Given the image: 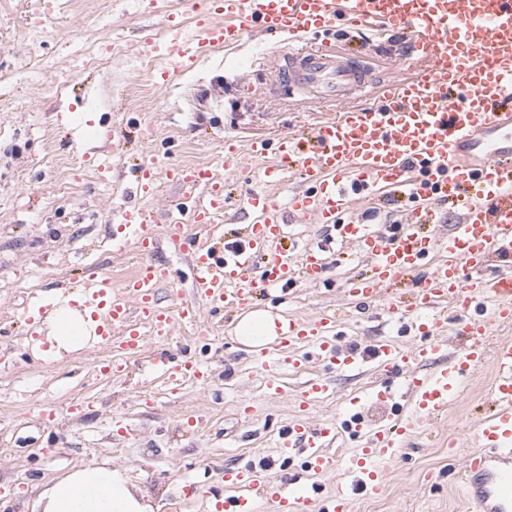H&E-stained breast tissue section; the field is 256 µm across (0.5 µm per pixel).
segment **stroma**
<instances>
[{
	"instance_id": "obj_1",
	"label": "stroma",
	"mask_w": 512,
	"mask_h": 512,
	"mask_svg": "<svg viewBox=\"0 0 512 512\" xmlns=\"http://www.w3.org/2000/svg\"><path fill=\"white\" fill-rule=\"evenodd\" d=\"M60 7L37 44L26 39L22 17L27 0H0V512H33L51 482L95 460L108 459L125 470L150 500L153 512H206L205 491L224 489V468L240 461L271 465L277 474L294 472L270 441L296 415V404L309 379L323 377L329 399L313 403L307 424L333 418L350 400L363 399L373 420L383 413L368 401L376 386L372 363L347 374H328L316 363L300 373L280 370L282 391H265L266 372L255 367L253 352L235 337L238 313L201 318L212 325L208 338L179 325L167 340L169 351L195 352L206 361V381L189 380L177 390L152 377L148 366L157 349L132 360L127 373L99 375L96 366L110 359L104 346H91L56 360L32 353L45 340L47 322L31 334L19 314L29 296L25 280L40 295L66 298L80 289L81 267L95 262L121 281L131 276L141 257L133 249L113 251L112 216L133 204L132 168L142 160L220 166L225 139L240 147L230 174V189L268 191L280 199L302 191L293 172L277 171L278 158L254 162L249 140L278 141L285 135L336 117L334 104L295 89L275 91L285 63L287 37L257 30L243 42L214 49L193 69L156 82L127 55L112 57L105 69L77 75L64 92L54 90L50 75L72 47L99 39L127 44L140 33L164 32L168 23L192 26L186 0H59ZM332 44L362 49L381 83L402 66L377 42L337 30ZM153 137L140 132L143 122ZM114 126L130 139L113 151L98 132ZM113 154L109 180L82 164V156ZM275 179L262 177L264 168ZM153 260L171 277L160 286L161 304L189 302L190 254L166 234H159ZM364 260L346 259L332 250L323 284L299 281L274 295H259L257 308L311 318L343 310L349 323L342 343L368 350L382 335L397 334L386 310L360 311L342 288L347 277H364ZM491 365L476 369L464 393L433 422V436L386 463L382 490L360 498L358 512H466L460 490L449 479L450 463H462L464 449L448 442L476 424L489 409ZM51 407L53 417L42 414Z\"/></svg>"
}]
</instances>
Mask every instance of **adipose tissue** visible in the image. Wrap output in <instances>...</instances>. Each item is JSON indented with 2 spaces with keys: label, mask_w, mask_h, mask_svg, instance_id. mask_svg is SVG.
Instances as JSON below:
<instances>
[{
  "label": "adipose tissue",
  "mask_w": 512,
  "mask_h": 512,
  "mask_svg": "<svg viewBox=\"0 0 512 512\" xmlns=\"http://www.w3.org/2000/svg\"><path fill=\"white\" fill-rule=\"evenodd\" d=\"M51 355L74 352L90 339L88 324L79 310L64 305L48 319ZM42 512H151L131 489L129 481L111 462L86 464L57 478L41 494Z\"/></svg>",
  "instance_id": "1"
}]
</instances>
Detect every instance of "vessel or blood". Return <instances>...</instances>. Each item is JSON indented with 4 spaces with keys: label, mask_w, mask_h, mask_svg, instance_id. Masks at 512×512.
Listing matches in <instances>:
<instances>
[{
    "label": "vessel or blood",
    "mask_w": 512,
    "mask_h": 512,
    "mask_svg": "<svg viewBox=\"0 0 512 512\" xmlns=\"http://www.w3.org/2000/svg\"><path fill=\"white\" fill-rule=\"evenodd\" d=\"M192 8L193 29L176 24L164 41L145 35L134 43L139 54L160 62L157 81L195 66L213 48L239 44L255 28L296 39L344 25L402 31L409 37L408 60L425 67L379 84L376 104L356 106L353 98L370 82L357 56L325 46L289 52L281 86L306 89L340 113L303 136L250 140L252 158L279 154L307 188L285 204L271 195H243L241 206L253 222L241 241L192 237L186 225H168L170 239L192 252L196 301L190 305L164 306L156 298L168 275L149 259L157 236L146 201L159 177H166L179 186L191 222L207 225L224 211L226 182L209 167L141 161L134 181L141 202L120 212L123 236L112 246L133 247L146 259L119 284L100 267H89L80 290L100 344L117 350L114 360L99 363L100 372L123 373L147 339L160 343L177 323H199L201 307L240 312L261 292L300 279L321 283L327 245L291 253L284 218L330 226L340 243L370 264L369 276L348 282L351 297L377 301L393 285L413 280L397 321L400 333L415 335V344L389 338L364 354L338 344L330 319L294 317L279 320L275 342L255 351L254 359L264 368L296 370L314 360L341 372L373 360L385 421L368 427L352 404L305 427L302 417L312 402L330 391L324 381H310L299 418L280 429L275 443L281 458L303 454V468L286 477L250 462L227 468L230 493L210 496V512H356L361 495L382 488L383 464L402 457L426 423L447 412L469 374L487 362L491 411L450 445H471L458 470L471 512H512V338L489 339L494 324L512 322V0H193ZM377 189L399 192L412 205L395 238L377 225L344 219L354 196ZM436 202L462 211L443 236L421 230L435 223ZM444 302L457 312L458 349L450 358L434 315ZM153 364L174 387L207 374L200 361L165 352ZM341 438L353 443L352 454L332 453ZM330 472L336 484L325 492L314 478Z\"/></svg>",
    "instance_id": "obj_1"
}]
</instances>
